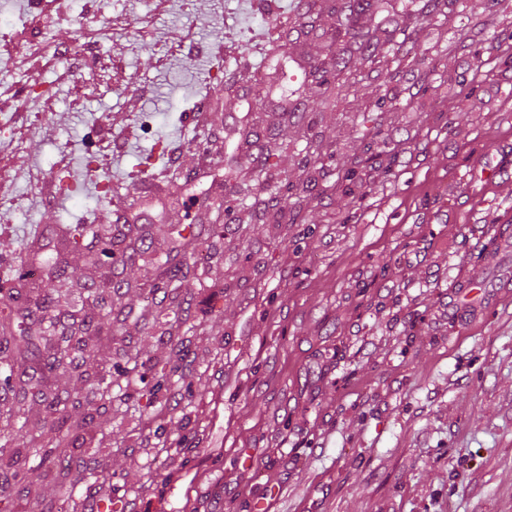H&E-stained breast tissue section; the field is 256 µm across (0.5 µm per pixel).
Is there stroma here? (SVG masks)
Instances as JSON below:
<instances>
[{
	"instance_id": "1",
	"label": "stroma",
	"mask_w": 512,
	"mask_h": 512,
	"mask_svg": "<svg viewBox=\"0 0 512 512\" xmlns=\"http://www.w3.org/2000/svg\"><path fill=\"white\" fill-rule=\"evenodd\" d=\"M393 4L339 34L332 0H0V25L53 36L0 64V155L26 142L0 176V287L22 267L33 288L12 347L96 318L112 340L52 378L64 394L189 352L192 401L94 415L122 512H512V6ZM258 139L277 149L262 174ZM103 212L83 252L64 244ZM114 235L126 256L98 261ZM169 263L188 280L153 294ZM49 420L0 388V445L46 476L23 512H93L97 489L54 480Z\"/></svg>"
}]
</instances>
